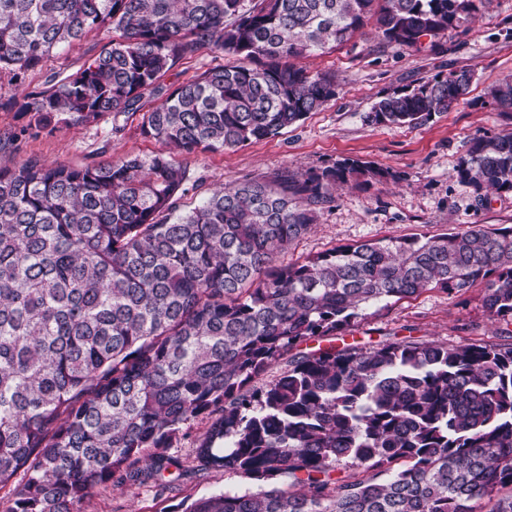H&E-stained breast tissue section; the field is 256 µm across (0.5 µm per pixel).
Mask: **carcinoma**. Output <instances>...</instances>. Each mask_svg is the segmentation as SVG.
Returning <instances> with one entry per match:
<instances>
[{
  "instance_id": "carcinoma-1",
  "label": "carcinoma",
  "mask_w": 512,
  "mask_h": 512,
  "mask_svg": "<svg viewBox=\"0 0 512 512\" xmlns=\"http://www.w3.org/2000/svg\"><path fill=\"white\" fill-rule=\"evenodd\" d=\"M491 0H0V73L18 82L60 48L103 35L77 70L14 101L23 137L143 112L149 155L73 167L0 165V512H82L110 484L169 488L165 454L198 418L204 470L257 492L188 512H512V346L404 338L345 342L371 307L425 291H484L512 325V226L280 256L336 186L387 172L345 160L211 191L188 210L171 154L275 137L336 96V75L295 60L374 23L416 48ZM228 63L174 88L183 61ZM453 70L395 91L376 123L421 125L469 91ZM512 108V77L493 88ZM457 175L482 203L512 192V132L470 140ZM332 337L313 351L300 346ZM275 380L256 382L280 361ZM346 460L355 471L335 476Z\"/></svg>"
}]
</instances>
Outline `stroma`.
<instances>
[{
  "label": "stroma",
  "mask_w": 512,
  "mask_h": 512,
  "mask_svg": "<svg viewBox=\"0 0 512 512\" xmlns=\"http://www.w3.org/2000/svg\"><path fill=\"white\" fill-rule=\"evenodd\" d=\"M97 41L92 34L54 52L42 67L28 73L24 85H16L6 76L0 78V130L18 128L28 121L11 106V99L40 87L56 71L80 68L88 47ZM300 64L313 72H334L335 97L276 137L189 158L187 206L246 176L270 175L282 169L305 175L351 159L371 163L389 176L368 186L351 184L336 191L334 202L320 211L314 229L289 248L287 260L390 236H432L470 224L512 226V193H489L479 206L471 188L457 177L458 164L473 137L512 131V111L500 107L490 95L491 87L512 74V0H491L481 16L417 49L390 46L368 33L303 58ZM459 69L470 70L473 82L468 94L450 111L417 126L370 120L373 105L386 94ZM141 121L138 113L122 116L125 130L115 138L110 135L112 120L108 117L62 127L25 141L20 151L1 152L0 163L13 165L35 157L82 166L128 154L147 155L159 145L141 135ZM482 297L479 288L459 297L430 290L368 313L346 340L362 346L405 337L451 345L512 346V335L489 319ZM206 429L202 420L184 426L171 448V456L180 458L185 466L174 489L110 486L85 502L82 512H184L202 497L255 490L249 479L198 469L192 448Z\"/></svg>",
  "instance_id": "35a3bbf8"
}]
</instances>
